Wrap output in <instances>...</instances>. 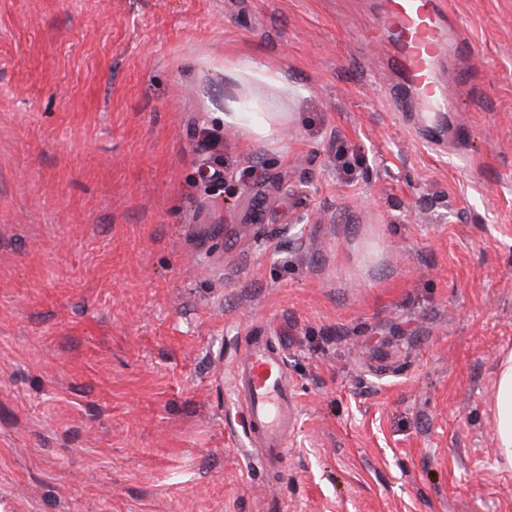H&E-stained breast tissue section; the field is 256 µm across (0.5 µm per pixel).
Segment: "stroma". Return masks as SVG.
<instances>
[{"mask_svg": "<svg viewBox=\"0 0 512 512\" xmlns=\"http://www.w3.org/2000/svg\"><path fill=\"white\" fill-rule=\"evenodd\" d=\"M376 10L0 0V504L512 512V0H450L470 47L427 125ZM266 334L275 467L228 426ZM236 383L237 399L248 416L244 436L276 455L284 453L298 403L280 346L268 338L252 340L237 367ZM495 410L494 447L497 453L512 462V352L500 363Z\"/></svg>", "mask_w": 512, "mask_h": 512, "instance_id": "35a3bbf8", "label": "stroma"}]
</instances>
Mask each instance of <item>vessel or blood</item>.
<instances>
[{"label":"vessel or blood","mask_w":512,"mask_h":512,"mask_svg":"<svg viewBox=\"0 0 512 512\" xmlns=\"http://www.w3.org/2000/svg\"><path fill=\"white\" fill-rule=\"evenodd\" d=\"M376 30L385 37L408 90L399 100L401 108L439 105V67L449 48H465L464 39L451 33L442 0H382ZM236 383L237 399L248 416L244 436L283 453L297 422L298 403L280 346L267 338L252 340L237 367Z\"/></svg>","instance_id":"vessel-or-blood-1"}]
</instances>
